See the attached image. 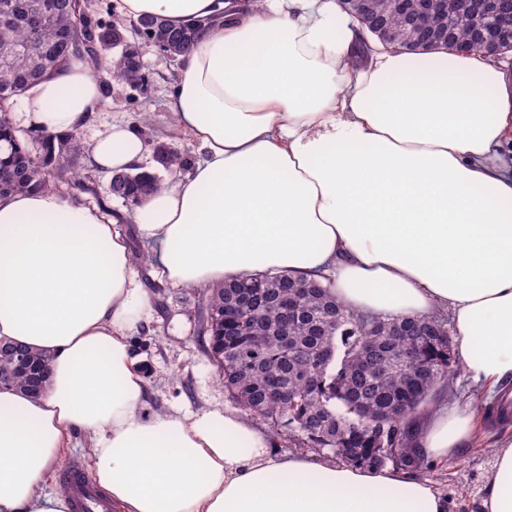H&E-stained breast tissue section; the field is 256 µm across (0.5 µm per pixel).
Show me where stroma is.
<instances>
[{
	"label": "stroma",
	"mask_w": 512,
	"mask_h": 512,
	"mask_svg": "<svg viewBox=\"0 0 512 512\" xmlns=\"http://www.w3.org/2000/svg\"><path fill=\"white\" fill-rule=\"evenodd\" d=\"M140 49L146 77L143 85L136 87L120 81L106 68L97 71L101 97L79 128L81 173L93 180L94 190L81 194L75 185L65 188L66 193L79 195L83 203L101 204L122 215L128 209L121 199L110 194V174L98 170L91 159V143L98 132L115 121L136 124V114L144 112L148 115L147 124L136 125L144 143L143 168L159 177H168L169 172L159 158L164 150L181 154L187 170L198 158L197 145L176 127L169 108L181 60L163 55L146 42L141 43ZM138 272L151 299V313L131 336L130 345L143 368L149 409H232L233 404L218 380L208 339L201 332L204 289L158 284L147 264L139 266ZM496 404V395H487L477 446L465 448L445 461H426L420 472L421 478L431 480L447 496L451 512H480L486 478L494 463L493 444L503 429L491 416ZM251 422L269 435L275 455L300 454L329 464L337 461L330 451L298 447L292 428L274 425L256 415Z\"/></svg>",
	"instance_id": "35a3bbf8"
}]
</instances>
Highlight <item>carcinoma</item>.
<instances>
[{
  "label": "carcinoma",
  "mask_w": 512,
  "mask_h": 512,
  "mask_svg": "<svg viewBox=\"0 0 512 512\" xmlns=\"http://www.w3.org/2000/svg\"><path fill=\"white\" fill-rule=\"evenodd\" d=\"M448 26L443 45L487 48L473 34L475 17L454 11L444 18L419 10L409 28L412 44L425 29ZM157 41L178 39L183 57L201 32L174 28L145 16L136 30ZM118 29L93 24L80 0H0V57L18 46L29 52L0 66V196L55 187L80 178L77 131L64 136L19 135L8 116L10 101L72 57L103 65L101 51L120 40ZM113 75L137 84L142 65L122 54L109 59ZM160 186L147 171L130 174L115 192L130 210ZM203 333L220 368L229 400L244 410L297 432L298 444L330 450L348 465L392 464L422 469L411 447L414 419L447 388L448 329L439 316L365 317L342 306L317 281L285 274L247 276L211 289L203 307ZM16 363L0 346V378L38 393L49 357L25 350Z\"/></svg>",
  "instance_id": "cac0c4a2"
}]
</instances>
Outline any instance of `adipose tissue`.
<instances>
[{
	"instance_id": "obj_1",
	"label": "adipose tissue",
	"mask_w": 512,
	"mask_h": 512,
	"mask_svg": "<svg viewBox=\"0 0 512 512\" xmlns=\"http://www.w3.org/2000/svg\"><path fill=\"white\" fill-rule=\"evenodd\" d=\"M125 16L203 27L170 110L200 159L132 218L153 278L208 287L256 273L328 279L365 315L451 312L475 391L439 401L414 448L470 443L484 396L512 376V69L450 48L375 52L341 0H121ZM70 59L27 92L34 129L71 132L99 101ZM130 124L98 134L107 173L135 172ZM124 217L49 188L0 198V341L49 357L42 392L0 388V512H70L49 475L85 439L114 512H448L414 472L277 458L224 409L147 413L129 337L150 312ZM481 512H512V432L495 442Z\"/></svg>"
}]
</instances>
